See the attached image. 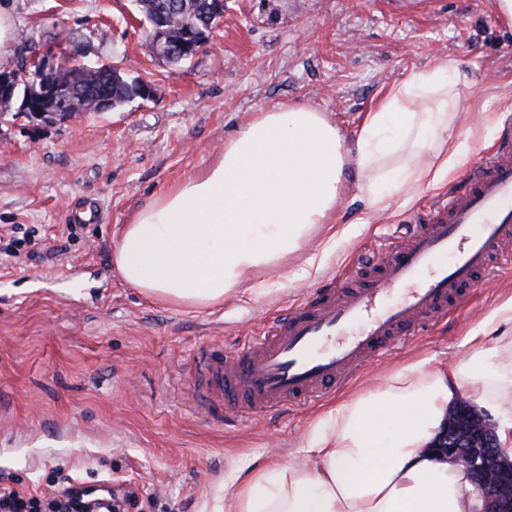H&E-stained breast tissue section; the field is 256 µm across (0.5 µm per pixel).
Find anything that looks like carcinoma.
<instances>
[{
    "mask_svg": "<svg viewBox=\"0 0 512 512\" xmlns=\"http://www.w3.org/2000/svg\"><path fill=\"white\" fill-rule=\"evenodd\" d=\"M138 8L148 22L163 21L174 29L176 37L187 42L212 38L214 29L224 17V0H137ZM57 81L78 96L77 106L87 112H98V100L109 99L116 109L137 96V84L128 81L120 71L112 72L90 66L78 59L67 58L66 67ZM27 97V87L17 88L15 102L0 99V118L18 119L21 113L14 103Z\"/></svg>",
    "mask_w": 512,
    "mask_h": 512,
    "instance_id": "1",
    "label": "carcinoma"
}]
</instances>
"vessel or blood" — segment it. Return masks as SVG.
Instances as JSON below:
<instances>
[{
    "label": "vessel or blood",
    "mask_w": 512,
    "mask_h": 512,
    "mask_svg": "<svg viewBox=\"0 0 512 512\" xmlns=\"http://www.w3.org/2000/svg\"><path fill=\"white\" fill-rule=\"evenodd\" d=\"M462 183L452 198L423 209L405 242L381 251L360 285L317 289L245 337L235 354L201 353L196 399L242 418L300 406L414 327L458 312L480 273L512 242V140ZM444 254L449 264H439Z\"/></svg>",
    "instance_id": "obj_1"
}]
</instances>
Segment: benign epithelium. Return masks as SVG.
Listing matches in <instances>:
<instances>
[{
    "instance_id": "1",
    "label": "benign epithelium",
    "mask_w": 512,
    "mask_h": 512,
    "mask_svg": "<svg viewBox=\"0 0 512 512\" xmlns=\"http://www.w3.org/2000/svg\"><path fill=\"white\" fill-rule=\"evenodd\" d=\"M63 61L51 55L31 60L13 73L0 74V89L13 88L28 77L34 66L44 78L42 97L45 107L35 113L44 122L64 120L76 113L70 97L58 90L52 77ZM458 415L448 419L432 451L467 472L482 501V512H512V460L498 441L497 424L492 417L459 398L454 403Z\"/></svg>"
}]
</instances>
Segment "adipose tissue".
<instances>
[{
    "instance_id": "ef3b65f1",
    "label": "adipose tissue",
    "mask_w": 512,
    "mask_h": 512,
    "mask_svg": "<svg viewBox=\"0 0 512 512\" xmlns=\"http://www.w3.org/2000/svg\"><path fill=\"white\" fill-rule=\"evenodd\" d=\"M459 76L436 59L393 83L353 136L308 105L256 113L206 170L170 186L125 225L122 278L160 300L207 306L280 265L348 193L369 212L394 192L439 184L467 148ZM451 365L417 358L327 410L270 473L235 469L222 512H480L465 471L433 455L449 405L464 395L500 417L512 450V296L467 332Z\"/></svg>"
}]
</instances>
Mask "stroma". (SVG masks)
I'll use <instances>...</instances> for the list:
<instances>
[{"label":"stroma","instance_id":"1","mask_svg":"<svg viewBox=\"0 0 512 512\" xmlns=\"http://www.w3.org/2000/svg\"><path fill=\"white\" fill-rule=\"evenodd\" d=\"M226 0L191 60L152 49L133 0H10L17 39L5 65L53 54L112 64L153 93L67 121L0 123V473L49 496L65 480L135 489L128 512H218L237 466L285 464L315 416L374 377L420 357L467 358L470 325L512 294V253L483 274L460 317L409 336L326 400L246 420L204 415L192 399L195 358L233 354L244 336L297 299L375 259L432 198L458 187L512 119V37L490 0ZM447 58L478 120L462 169L435 188L399 192L366 217L345 197L336 230L314 229L321 272L291 274L304 253L258 274L269 293L194 307L151 299L112 262L125 224L171 184L208 168L255 113L308 104L352 134L363 112L411 70Z\"/></svg>","mask_w":512,"mask_h":512}]
</instances>
